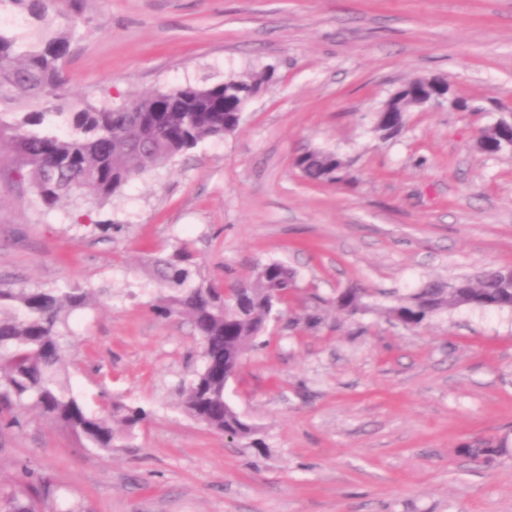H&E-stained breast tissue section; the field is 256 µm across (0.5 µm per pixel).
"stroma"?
Segmentation results:
<instances>
[{"label":"stroma","mask_w":512,"mask_h":512,"mask_svg":"<svg viewBox=\"0 0 512 512\" xmlns=\"http://www.w3.org/2000/svg\"><path fill=\"white\" fill-rule=\"evenodd\" d=\"M104 30L66 68L73 97L123 101L273 70L239 129L90 211L31 200L0 157V284L96 290L68 318L73 390L151 416L103 453L28 412L0 428V490L31 467L56 512H512V455H462L512 436V310L459 307L419 328L384 308L431 278L512 266V156L478 152L512 112V0H86ZM447 79L474 112L428 106L396 137L375 129L391 92ZM339 153L353 185H313L292 159ZM191 243L218 285L279 261L298 286L227 400L258 433L232 442L186 417L178 389L202 364L186 317L155 310L151 259ZM357 287L366 307L336 310ZM319 313L314 328L299 316ZM462 451L470 458L478 459L488 456L493 449L498 451L499 456L509 452L507 437H473L461 445ZM498 456V457H499Z\"/></svg>","instance_id":"stroma-1"}]
</instances>
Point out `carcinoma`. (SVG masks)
Segmentation results:
<instances>
[{
  "instance_id": "1",
  "label": "carcinoma",
  "mask_w": 512,
  "mask_h": 512,
  "mask_svg": "<svg viewBox=\"0 0 512 512\" xmlns=\"http://www.w3.org/2000/svg\"><path fill=\"white\" fill-rule=\"evenodd\" d=\"M0 143L15 154L14 174L29 184L34 201L51 208L62 199L104 206L135 177L162 167L207 138L234 133L245 91L273 81L268 70L207 85L186 84L143 93L119 104L73 102L65 68L74 43L97 29L84 0H0ZM164 103L167 112L156 108ZM504 129L487 128L477 141L485 154L505 151ZM298 169L317 184L349 182L346 161L334 151L298 153ZM157 280L169 291L159 314L177 313L192 323L202 346V366L180 391L179 406L191 419L231 440L248 439L255 427L224 402V362L242 365L258 345L270 317V294L280 304L297 288L296 272L273 261L251 280L232 286L248 302L247 313L232 310L235 299L201 276L190 244L152 259ZM94 293L77 285L5 288L0 285V425H21L36 411L75 435L87 448L110 451L149 413L120 400L107 414L88 411L72 389L65 352L72 336L65 316L88 306ZM364 293L346 288L336 309L354 315L365 308ZM470 306L512 309V270H486L452 284L432 281L386 310L399 324L418 326L443 309ZM470 458L509 452L506 437H473L461 445ZM25 481L0 493V512H45L57 488L27 467Z\"/></svg>"
}]
</instances>
